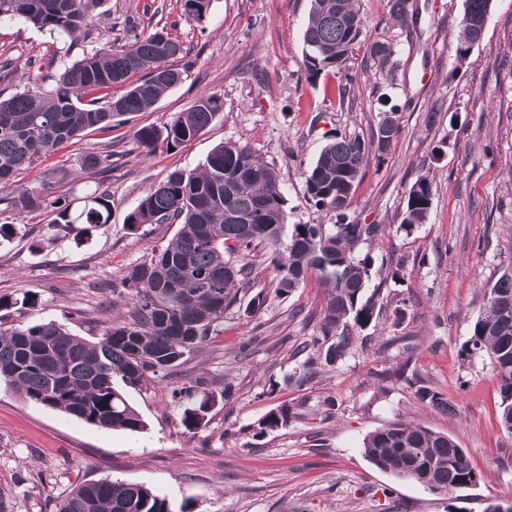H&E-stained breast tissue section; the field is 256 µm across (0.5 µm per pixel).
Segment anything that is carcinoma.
<instances>
[{
  "label": "carcinoma",
  "mask_w": 512,
  "mask_h": 512,
  "mask_svg": "<svg viewBox=\"0 0 512 512\" xmlns=\"http://www.w3.org/2000/svg\"><path fill=\"white\" fill-rule=\"evenodd\" d=\"M303 33L308 77L340 67L349 57L364 26L356 0H311ZM210 0H183L184 15L196 22L205 17ZM101 0H0V21L23 20L39 30L76 37L95 19ZM391 18H409L410 0H388ZM492 0H465L459 22L456 55L467 57L482 37L481 21ZM186 54L182 44L164 31L133 34L123 43L105 38L98 47L53 75L48 90L35 81L0 99V183L61 144L88 130L112 127V118L150 109L168 89L181 83L183 72L169 62ZM393 49L386 42L371 46L377 69L392 70ZM126 84L112 98L106 91ZM214 94L199 96L184 112L175 113L159 131L142 127L140 142L153 151L159 140L176 146L195 138L223 110ZM394 113L386 112L369 139L341 136L329 142L306 174L315 205L344 216L355 185L372 154L382 153L398 136ZM433 182L422 177L409 189L401 224L425 221ZM37 197L19 188L0 197L5 211L22 214ZM286 200L278 171L251 149L235 143L215 147L196 172L172 171L165 183L144 196L128 215L129 228L145 224L178 225L174 237L132 267L123 278L132 289L130 316L112 321L96 341H89L53 323L18 325L0 330V384L24 399L60 411L106 430L138 433L145 428L124 389L144 385L160 372L172 371L183 357L200 349L254 280L256 249L271 252L275 292L291 293L311 273L328 290L322 320L323 336L304 348L324 349L333 364L354 342V333L376 319L375 293L368 292L369 259L355 257L356 247L374 238L379 224H287ZM58 206L50 223L54 237H76L108 223L110 199L104 192L85 196L77 212ZM257 217L259 230L230 215ZM486 303L474 322L462 354L484 352L501 379L500 420L512 433V270L485 292ZM414 395L442 411L448 402L420 379ZM182 411L180 424L198 429L215 397L195 400L189 387L174 391ZM293 409L283 405L261 421V430L288 425ZM363 455L376 468L416 482L426 489L454 494L477 485L478 474L457 442L446 434L409 422L392 423L370 433ZM57 512H171L166 498L150 488L107 479L73 488Z\"/></svg>",
  "instance_id": "1"
}]
</instances>
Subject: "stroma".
Listing matches in <instances>:
<instances>
[{"label": "stroma", "instance_id": "stroma-1", "mask_svg": "<svg viewBox=\"0 0 512 512\" xmlns=\"http://www.w3.org/2000/svg\"><path fill=\"white\" fill-rule=\"evenodd\" d=\"M410 2L413 19L402 27L391 21L388 0H358L364 27L352 53L341 69L312 80L303 42L311 0H210L199 23L184 18L182 0H104L76 42L21 20L0 22V55L17 63L11 81L0 82L6 96L35 77L33 63L53 54L74 61L106 33L162 29L187 50L172 62L183 81L152 108L115 118L111 130L88 132L0 184V197L19 187L38 195L52 173V197L72 208L96 190L112 202L109 223L79 239H50L55 214L46 204L0 213L10 227L0 241V330L53 323L98 340L131 306L114 287L177 231L131 230L128 215L171 171L198 170L215 146L246 145L275 165L288 223L332 224L335 213L307 192L308 167L334 137H369L383 112H395L400 125L346 212L350 222L383 227L355 251L371 261L377 318L346 355L307 368L300 345L320 333L326 291L312 274L277 295L273 270L260 268L251 293L266 295L261 311L249 307L251 294L240 295L201 351L126 389L142 432L101 429L0 385V489L13 493V512H55L75 486L105 478L147 486L172 512H484L491 500L512 503V435L500 423L499 378L487 356L461 354L486 288L512 268V0H493L483 38L463 60L455 37L464 0ZM377 41L392 45L394 74L372 66ZM204 93L221 96L224 109L199 136L144 150L138 129H163ZM90 153L104 158L97 169L82 165ZM425 176L434 183L428 217L402 227L408 191ZM403 364L449 412L420 403L395 378ZM181 386L217 396L191 432L171 396ZM282 405L297 407L299 417L261 431L260 420ZM397 421L452 437L478 484L454 497L372 465L364 438Z\"/></svg>", "mask_w": 512, "mask_h": 512}]
</instances>
